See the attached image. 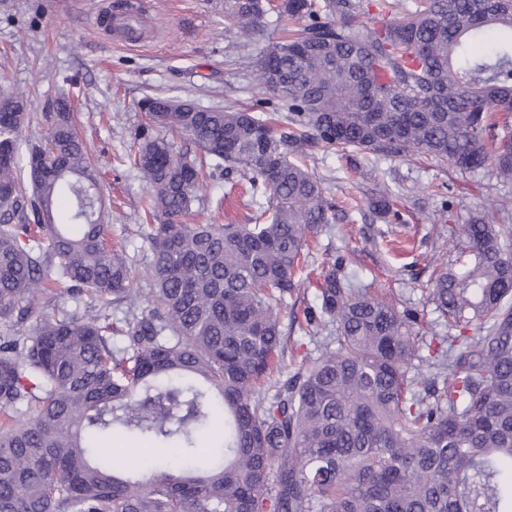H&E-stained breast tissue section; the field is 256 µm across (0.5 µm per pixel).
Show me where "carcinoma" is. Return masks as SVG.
I'll use <instances>...</instances> for the list:
<instances>
[{
  "label": "carcinoma",
  "mask_w": 512,
  "mask_h": 512,
  "mask_svg": "<svg viewBox=\"0 0 512 512\" xmlns=\"http://www.w3.org/2000/svg\"><path fill=\"white\" fill-rule=\"evenodd\" d=\"M372 7L388 3L224 0L228 33L270 10L304 22L256 61L277 106L142 99L131 158L147 223L116 244L67 101L49 113L52 146L28 152V194L26 102L0 96V319L56 306L54 282L89 299L0 336V512H512V226L484 207L448 226L456 257L421 289L456 334H415L418 313L358 285L338 255L303 312L307 332L336 336L260 392L288 367L278 309L300 290L309 238L340 212L308 167L319 152L421 155L512 184V0L356 21ZM490 30L506 37L473 50ZM234 172L246 223H186L204 184ZM368 207L393 233L405 223L386 187ZM134 237L150 253L144 288ZM115 429L146 440V465L100 452Z\"/></svg>",
  "instance_id": "cac0c4a2"
}]
</instances>
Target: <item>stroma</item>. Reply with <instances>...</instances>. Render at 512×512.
I'll return each instance as SVG.
<instances>
[{
  "mask_svg": "<svg viewBox=\"0 0 512 512\" xmlns=\"http://www.w3.org/2000/svg\"><path fill=\"white\" fill-rule=\"evenodd\" d=\"M117 0H0V93L24 92L28 119L22 145L38 143L48 131L45 118L59 94L70 110L99 169L101 197L109 214V234L120 238L140 223L148 188L127 160L133 138L144 123L139 101L175 96L203 107L250 109L267 101L258 81L256 58L284 35L287 25L268 13L261 27L237 37L224 31V0H144L139 33L129 37L107 19ZM315 173L336 201L361 196L374 185H389L406 209L407 225L396 241L371 210L347 211L317 235L308 257L306 280L294 308L281 310L287 339L286 361L298 367L303 356H317L333 328L307 336L295 319L312 304L315 288L335 250L346 253L347 269L378 293L406 296L424 305L414 281L432 273L429 255L446 250L438 227L462 223L484 200L507 206L512 225V184L433 160L357 154L341 158L334 150L318 154ZM456 205L439 212L443 189ZM242 180L216 181L193 201L215 224H240L246 210L239 197Z\"/></svg>",
  "mask_w": 512,
  "mask_h": 512,
  "instance_id": "stroma-1",
  "label": "stroma"
}]
</instances>
